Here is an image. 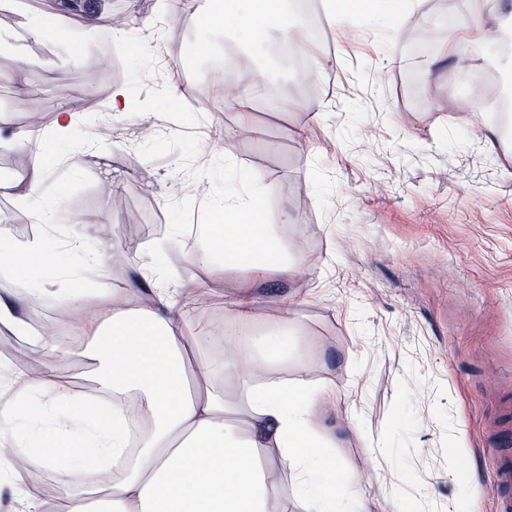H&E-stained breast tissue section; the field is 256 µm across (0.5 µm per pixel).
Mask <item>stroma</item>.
Listing matches in <instances>:
<instances>
[{"instance_id":"stroma-1","label":"stroma","mask_w":512,"mask_h":512,"mask_svg":"<svg viewBox=\"0 0 512 512\" xmlns=\"http://www.w3.org/2000/svg\"><path fill=\"white\" fill-rule=\"evenodd\" d=\"M128 18L126 39L105 55L74 54L67 29ZM60 27H44L46 16ZM512 22V0L496 13H462L458 0H421L398 21L347 17L315 49L321 81L280 58L275 31L249 40L202 26L172 0H24L0 5V103L21 116L38 94L51 116L37 141L59 162L31 207L0 197L10 239L50 236L58 261L13 281L22 328L0 324V360L21 346V376L39 374L58 351L82 344L59 300L81 283L89 313L100 293L142 306L163 294L184 310L187 338H231L224 295L247 271L188 262L185 241L201 239L210 203L273 182L272 224L281 226L305 281L290 293L277 279L254 290L259 329L274 326V301L289 297L294 345L276 380L309 381L328 394L319 431L360 512H497L491 488L493 435L512 422V144L488 148L493 121L480 91L490 70L512 76L481 42L487 27ZM42 36L18 48L16 34ZM471 33L479 62L463 78L445 48ZM424 33L428 52L416 49ZM145 43L128 55L126 42ZM257 72L264 93L252 119L262 136L242 135L225 110L223 58ZM127 105L112 108V90ZM178 89V103L168 99ZM294 101L279 112L271 100ZM73 122L59 133L55 115ZM0 122V181L25 180L28 156ZM49 208L51 225L24 231ZM82 248L70 250L73 240ZM128 253L120 271L86 253L101 245ZM210 309L185 304L196 289ZM71 396L97 403L91 363L72 353L59 372Z\"/></svg>"}]
</instances>
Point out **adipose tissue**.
<instances>
[{
	"label": "adipose tissue",
	"instance_id": "ef3b65f1",
	"mask_svg": "<svg viewBox=\"0 0 512 512\" xmlns=\"http://www.w3.org/2000/svg\"><path fill=\"white\" fill-rule=\"evenodd\" d=\"M419 0H328L327 25L363 12L398 17ZM211 27L233 28L257 38L275 28L282 45L293 47L298 34L284 15V0H211L199 11ZM28 153L30 169L24 191L0 183V195L15 196L28 205L52 159L43 146L31 144L25 133L14 136ZM267 193L225 197L214 207L213 222L204 245H190V261L244 268L249 279L224 296L225 308L235 317L233 349L226 361L238 373L245 393L247 422L238 429L225 413L224 391L204 392L190 387L191 368L210 371L205 344L190 346L182 312L164 297L149 306L126 307L88 317L85 294L73 285L61 305L82 326L91 327L86 355L95 366L99 389L111 395L108 407L71 406L49 425L18 406L0 402V498L24 503L27 512H278L275 493L278 470L271 451L291 459L297 488L312 499L316 512H353L355 491L322 452L324 441L315 418L325 394L309 390L304 381L257 385L258 369L286 365L290 353L287 334L257 332L252 282L270 276L300 283V264L289 258L281 235L270 224ZM53 255L37 238L8 249L0 248V322L18 323L17 301L7 283L29 270L51 266ZM69 358L61 352L54 364L28 378V393L58 407L69 397L58 369ZM137 392L150 424L147 435L131 443L123 395ZM25 454L66 479L57 496L39 500L25 477L14 471L12 459ZM121 477L105 482L110 472Z\"/></svg>",
	"mask_w": 512,
	"mask_h": 512
}]
</instances>
